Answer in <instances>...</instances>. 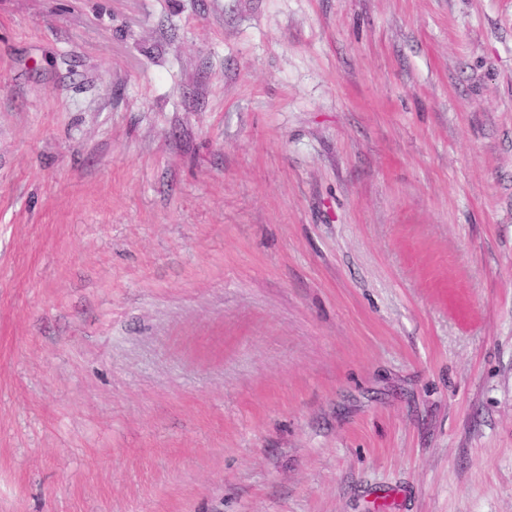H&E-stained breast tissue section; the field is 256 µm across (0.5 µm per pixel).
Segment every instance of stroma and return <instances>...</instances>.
<instances>
[{
	"label": "stroma",
	"instance_id": "1",
	"mask_svg": "<svg viewBox=\"0 0 512 512\" xmlns=\"http://www.w3.org/2000/svg\"><path fill=\"white\" fill-rule=\"evenodd\" d=\"M0 512H512V0H0Z\"/></svg>",
	"mask_w": 512,
	"mask_h": 512
}]
</instances>
